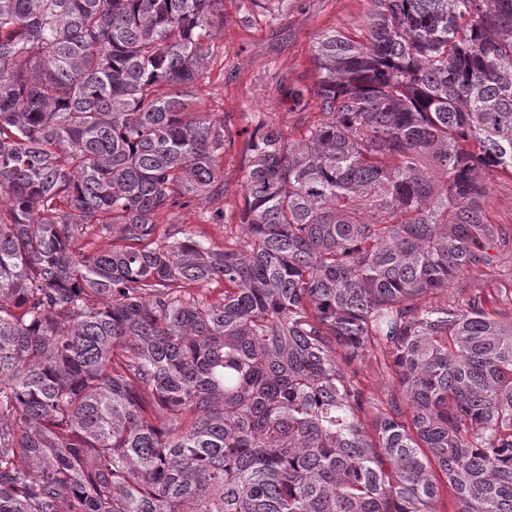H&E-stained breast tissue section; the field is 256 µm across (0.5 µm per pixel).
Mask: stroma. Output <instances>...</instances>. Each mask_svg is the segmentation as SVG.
I'll return each mask as SVG.
<instances>
[{"label": "stroma", "instance_id": "35a3bbf8", "mask_svg": "<svg viewBox=\"0 0 512 512\" xmlns=\"http://www.w3.org/2000/svg\"><path fill=\"white\" fill-rule=\"evenodd\" d=\"M372 0H224V28L213 41L204 77L193 89L194 110L222 118L230 142L224 151V211L220 224L208 223L202 206L174 207L159 220L164 233H203L215 245L239 234L235 213L242 201L245 161L259 121L279 127L293 139L320 110L313 92L314 49L322 35L341 31L354 38L365 34ZM304 90L300 104L287 99ZM487 223L499 225L509 244L497 266H479L448 289L449 298L479 295L485 309L512 317V178L492 181L484 201Z\"/></svg>", "mask_w": 512, "mask_h": 512}]
</instances>
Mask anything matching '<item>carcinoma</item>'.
Wrapping results in <instances>:
<instances>
[{"label":"carcinoma","instance_id":"carcinoma-1","mask_svg":"<svg viewBox=\"0 0 512 512\" xmlns=\"http://www.w3.org/2000/svg\"><path fill=\"white\" fill-rule=\"evenodd\" d=\"M373 2L217 249L157 217L224 196V0H0V512H512V319L448 301L507 245L512 0ZM360 377L365 398L373 404L382 405L392 391L388 377L384 376L375 358L368 357L360 366Z\"/></svg>","mask_w":512,"mask_h":512}]
</instances>
